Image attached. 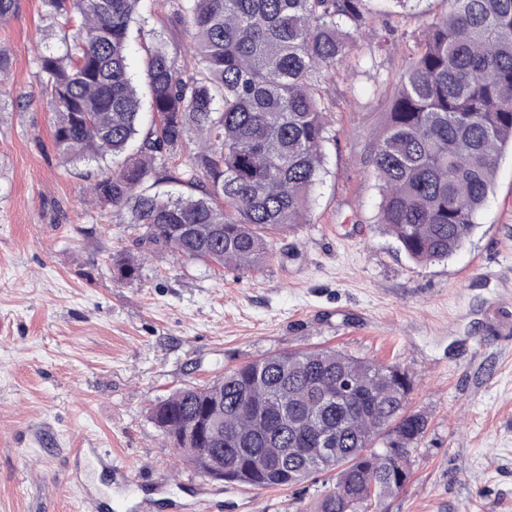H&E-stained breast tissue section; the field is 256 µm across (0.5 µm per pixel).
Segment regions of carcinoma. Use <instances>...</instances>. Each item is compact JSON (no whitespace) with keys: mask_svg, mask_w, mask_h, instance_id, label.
Returning <instances> with one entry per match:
<instances>
[{"mask_svg":"<svg viewBox=\"0 0 512 512\" xmlns=\"http://www.w3.org/2000/svg\"><path fill=\"white\" fill-rule=\"evenodd\" d=\"M186 28L188 63L140 10ZM391 88L373 145L380 223L412 260L452 256L471 234L512 143V0H446ZM54 43L35 63L64 163L84 168L88 202L144 228L140 248L212 268H250L267 234L306 223L331 141L323 84L367 26L364 0H40ZM12 68L0 46V102ZM197 145L180 167L169 162ZM117 281L139 263L112 257ZM351 384L358 400L340 396ZM397 365L336 349L271 354L149 408L154 426L206 479L292 488L336 484L315 512H369L401 490L427 417L407 410ZM325 436V453L315 451Z\"/></svg>","mask_w":512,"mask_h":512,"instance_id":"1","label":"carcinoma"}]
</instances>
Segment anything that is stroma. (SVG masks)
Listing matches in <instances>:
<instances>
[{
  "mask_svg": "<svg viewBox=\"0 0 512 512\" xmlns=\"http://www.w3.org/2000/svg\"><path fill=\"white\" fill-rule=\"evenodd\" d=\"M358 47L324 85L336 136L311 221L271 235L256 268L215 270L137 253L135 224L86 204L37 102L39 0L0 26L10 86L0 111V512H313L334 476L257 489L198 477L148 415L187 384L283 351L335 348L409 373L428 426L411 477L378 512H512V151L477 224L450 258L411 260L379 222L370 153L389 81L444 0L396 12L365 0ZM117 459L137 483L105 466ZM112 265L117 281L121 283L133 281L139 276V263L123 252H119L112 257Z\"/></svg>",
  "mask_w": 512,
  "mask_h": 512,
  "instance_id": "1",
  "label": "stroma"
}]
</instances>
